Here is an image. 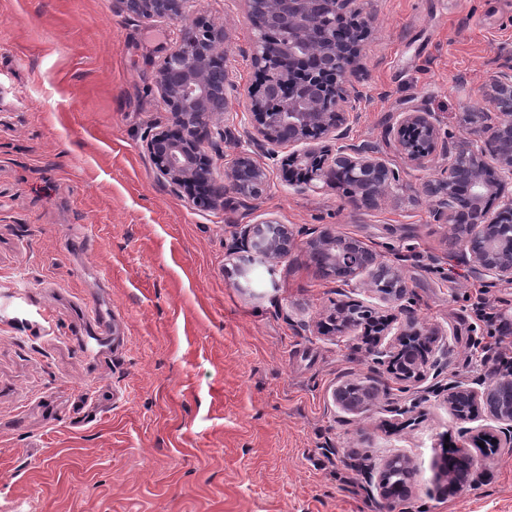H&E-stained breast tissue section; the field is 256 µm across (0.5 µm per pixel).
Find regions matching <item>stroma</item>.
<instances>
[{
    "mask_svg": "<svg viewBox=\"0 0 512 512\" xmlns=\"http://www.w3.org/2000/svg\"><path fill=\"white\" fill-rule=\"evenodd\" d=\"M363 99L354 138L394 158L384 131L408 103L451 137L512 65V0H363ZM192 20L116 13L112 0H0V512H384L359 467L407 455L410 496L394 512H512V449L444 492L459 426L426 403L400 417L335 406L366 383L359 337L318 323L349 294L302 252L279 263L228 253L235 223L276 216L328 225L405 265L424 323L456 332L440 357L476 376L486 334L477 290L512 319V283L467 263L433 223L421 184L375 211L336 188L300 189L287 152L247 208L199 211L159 181L143 148L166 116L155 78L193 19L224 28L241 88L256 82V30L241 0H194ZM100 308L116 327L103 341Z\"/></svg>",
    "mask_w": 512,
    "mask_h": 512,
    "instance_id": "obj_1",
    "label": "stroma"
}]
</instances>
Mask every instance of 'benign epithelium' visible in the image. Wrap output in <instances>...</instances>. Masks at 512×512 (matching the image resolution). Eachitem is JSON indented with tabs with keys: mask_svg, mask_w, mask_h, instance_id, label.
I'll return each mask as SVG.
<instances>
[{
	"mask_svg": "<svg viewBox=\"0 0 512 512\" xmlns=\"http://www.w3.org/2000/svg\"><path fill=\"white\" fill-rule=\"evenodd\" d=\"M241 2L257 31L250 53L260 78L257 96L242 111L231 106L240 89L225 63L224 29L194 23V31L168 50L156 77L168 122L146 131L143 143L157 178L173 194L189 195L197 209L222 208L230 201L244 205L267 194L269 162L294 147L300 188L334 185L356 211L376 210L406 191L405 170L352 135L363 98L361 40L368 25L358 7L361 0ZM192 3L113 0L117 12L148 20L184 18ZM485 100L489 111L463 113L466 133L452 148L436 114L419 106L396 113L387 135L415 168L446 159L439 174L422 184L433 221L449 225L451 243L483 275L512 283V70L493 80ZM204 132L236 145L223 178L203 149ZM236 228L232 254L277 263L299 249L320 277L355 294L335 304L329 314L331 332L360 336L377 376L360 386L337 385L333 400L341 410L364 415L387 394L389 383L409 391L433 377L410 405L392 402L385 411L404 415L440 398L461 424V433L479 443L460 446L443 463L450 492L467 483L489 449L512 447V372L477 355L475 363L483 371L479 377L443 375L436 353L448 349L450 333L419 320L403 275L405 254L397 251L388 259L360 238L328 227L311 228L301 239L276 217ZM362 293L377 303L357 298ZM382 303L399 305L401 318L380 315ZM398 463L412 472L403 454L368 471L369 492L387 503L408 490L406 483H390Z\"/></svg>",
	"mask_w": 512,
	"mask_h": 512,
	"instance_id": "7a95c632",
	"label": "benign epithelium"
}]
</instances>
